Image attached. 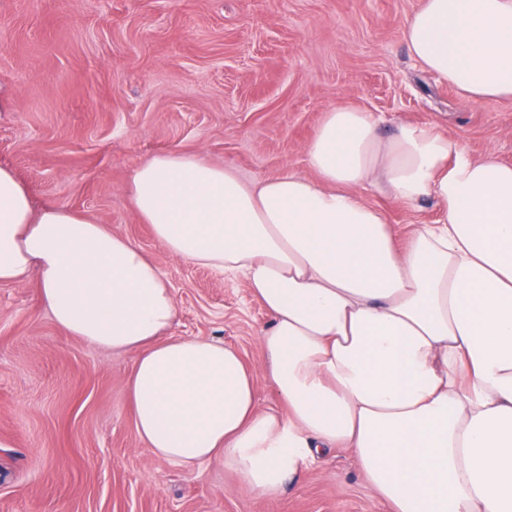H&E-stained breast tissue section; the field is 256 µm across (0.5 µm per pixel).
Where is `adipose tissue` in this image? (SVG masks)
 <instances>
[{"instance_id": "obj_1", "label": "adipose tissue", "mask_w": 512, "mask_h": 512, "mask_svg": "<svg viewBox=\"0 0 512 512\" xmlns=\"http://www.w3.org/2000/svg\"><path fill=\"white\" fill-rule=\"evenodd\" d=\"M411 56L471 99H512V0H421ZM329 108L308 174L248 181L192 153L132 177L140 221L174 257L240 278L270 317L250 369L181 339L161 270L108 225L34 209L0 165V282L36 276L58 326L134 357L135 425L154 455L223 458L273 505L309 462L348 451L390 512H512V165L429 124ZM374 191L440 216L397 244ZM265 380L283 409L261 405Z\"/></svg>"}]
</instances>
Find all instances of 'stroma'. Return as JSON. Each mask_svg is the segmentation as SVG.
<instances>
[{
    "instance_id": "stroma-1",
    "label": "stroma",
    "mask_w": 512,
    "mask_h": 512,
    "mask_svg": "<svg viewBox=\"0 0 512 512\" xmlns=\"http://www.w3.org/2000/svg\"><path fill=\"white\" fill-rule=\"evenodd\" d=\"M420 0H0V164L35 207L109 225L166 274L181 338L258 367L268 321L243 281L174 258L135 215L140 160L194 152L260 180L306 173L325 111L433 125L512 163V99L476 102L413 59ZM397 241L439 216L371 195ZM131 355L69 335L37 279L0 284V512H389L347 451L317 458L275 508L215 459L155 457L135 427Z\"/></svg>"
}]
</instances>
